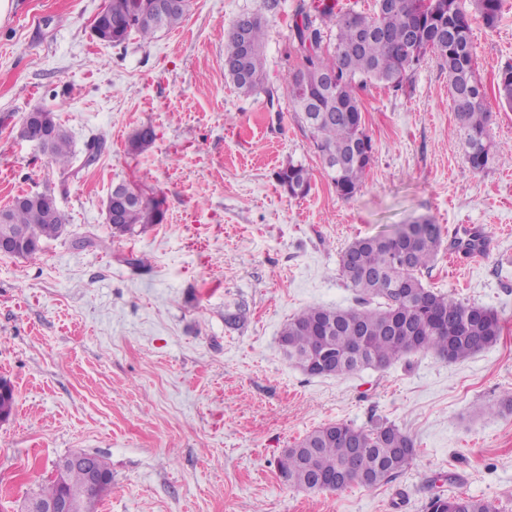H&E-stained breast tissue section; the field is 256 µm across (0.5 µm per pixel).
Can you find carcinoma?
<instances>
[{
	"label": "carcinoma",
	"instance_id": "1",
	"mask_svg": "<svg viewBox=\"0 0 512 512\" xmlns=\"http://www.w3.org/2000/svg\"><path fill=\"white\" fill-rule=\"evenodd\" d=\"M502 0H376L371 13L334 10L312 3L301 6L294 20L293 50L303 64L290 78V105L312 134L324 170L343 199L352 198L363 183L370 162L360 158L364 142L371 141L360 126L358 90L383 83L399 91L414 68L398 48L409 42L433 53L448 69L449 93L459 128L464 133L465 160L476 172L494 163L499 146L491 139L492 112L476 75L472 40L474 25L495 27ZM189 0L161 7V0H108L102 17L109 43L121 44L133 36L149 40L162 30L179 25ZM316 13L327 26L314 25ZM335 34H330V31ZM267 23L259 15L237 19L225 36L224 75L245 95L265 89L264 46ZM336 75L325 85L321 75ZM496 97L512 109V65L499 73ZM155 140L154 130L143 127L131 140V150L143 153ZM74 152L66 130L54 134L48 158L65 175ZM275 178L294 198L308 195L311 175L301 163L281 167ZM45 199L7 210L0 232L16 231L25 241V257L39 255L44 243L66 230L64 214ZM164 201L146 194L121 207L115 236L133 235L164 219ZM442 244L441 227L428 218L398 224L391 231L357 239L340 256V269L355 294L354 308L308 306L284 325L280 342L286 344L290 364L301 366L321 351L329 377L374 368L383 370L416 352L450 351L448 360L462 361L497 342L498 314L476 303H464L424 287L421 276L430 268ZM416 455L413 439L398 426L376 422L358 428L344 422L324 425L308 433L277 460L289 485L314 491L328 475L339 480L325 490L341 491L352 484L376 487L405 471ZM86 493V512H98L101 497L86 487L82 470L68 471L64 482L50 480L36 499L50 501L65 490ZM425 512H499L489 500L458 493L432 495Z\"/></svg>",
	"mask_w": 512,
	"mask_h": 512
}]
</instances>
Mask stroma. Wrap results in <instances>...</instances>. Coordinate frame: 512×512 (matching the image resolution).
<instances>
[{
  "instance_id": "1",
  "label": "stroma",
  "mask_w": 512,
  "mask_h": 512,
  "mask_svg": "<svg viewBox=\"0 0 512 512\" xmlns=\"http://www.w3.org/2000/svg\"><path fill=\"white\" fill-rule=\"evenodd\" d=\"M104 3L11 0L0 19V207L48 190L68 220L36 258L0 255V376L15 396L0 421V512H20L74 452L112 471L99 512H424L432 494L458 492L512 512V412L485 410L512 392V111L495 99L512 65V5L474 30L500 147L492 167L466 164L448 74L431 55L402 90L360 91L373 157L345 200L290 106L301 0H191L179 27L118 46L91 34ZM245 13L268 22V89L250 95L224 76V39ZM35 108L73 139L69 177L17 135ZM145 126L155 142L133 155ZM99 134L106 147L85 166ZM291 160L312 174L306 197L275 180ZM123 181L163 198V223L113 236L104 201ZM415 218L446 242L466 224L487 233L483 257L440 249L422 283L497 312L498 341L462 361L423 351L343 377L288 363V319L355 304L342 250ZM135 256L147 268L129 265ZM232 313L239 323H226ZM379 420L415 442L391 482L309 493L280 478L278 456L310 431Z\"/></svg>"
}]
</instances>
